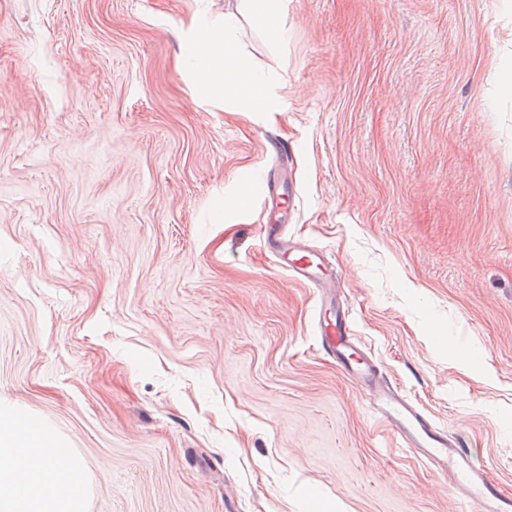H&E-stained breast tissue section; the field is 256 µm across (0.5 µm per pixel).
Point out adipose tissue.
I'll return each mask as SVG.
<instances>
[{"label":"adipose tissue","mask_w":512,"mask_h":512,"mask_svg":"<svg viewBox=\"0 0 512 512\" xmlns=\"http://www.w3.org/2000/svg\"><path fill=\"white\" fill-rule=\"evenodd\" d=\"M244 19L276 44L287 43L281 0H238L236 11L192 24L182 66L193 78L196 100L240 112L279 111L272 78L239 47ZM53 441L37 421L0 409V512H84L86 472L71 449L52 450Z\"/></svg>","instance_id":"obj_1"}]
</instances>
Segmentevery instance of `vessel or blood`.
I'll return each mask as SVG.
<instances>
[{
  "label": "vessel or blood",
  "mask_w": 512,
  "mask_h": 512,
  "mask_svg": "<svg viewBox=\"0 0 512 512\" xmlns=\"http://www.w3.org/2000/svg\"><path fill=\"white\" fill-rule=\"evenodd\" d=\"M277 257L283 269L293 271L303 282L316 284L330 280L331 274L313 253L288 243H280ZM322 343L341 361L344 369L363 383L373 407L387 423L402 449L418 455L427 465L447 475L450 491L461 498L478 501L480 512H512V494L477 467L461 447L459 440L384 383L379 370L363 351L357 350L346 321L322 326Z\"/></svg>",
  "instance_id": "b4317fda"
}]
</instances>
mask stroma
Wrapping results in <instances>:
<instances>
[{
  "label": "stroma",
  "instance_id": "35a3bbf8",
  "mask_svg": "<svg viewBox=\"0 0 512 512\" xmlns=\"http://www.w3.org/2000/svg\"><path fill=\"white\" fill-rule=\"evenodd\" d=\"M235 7L0 0V405L73 450L87 512H309L312 487L479 512L397 446L319 310L512 491V99L486 109L512 7L283 0L286 45L240 31L281 109L228 112L178 59ZM272 222L333 281L278 267Z\"/></svg>",
  "mask_w": 512,
  "mask_h": 512
}]
</instances>
